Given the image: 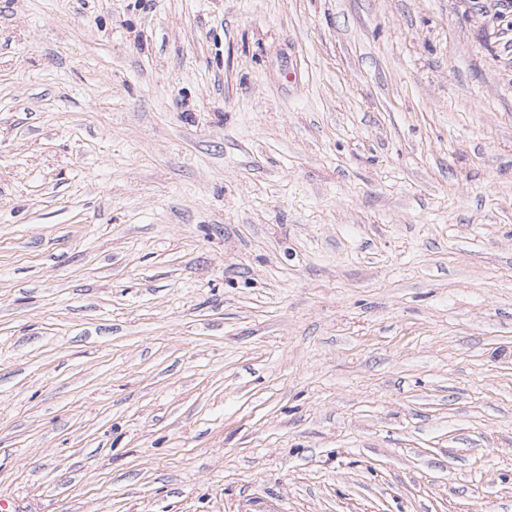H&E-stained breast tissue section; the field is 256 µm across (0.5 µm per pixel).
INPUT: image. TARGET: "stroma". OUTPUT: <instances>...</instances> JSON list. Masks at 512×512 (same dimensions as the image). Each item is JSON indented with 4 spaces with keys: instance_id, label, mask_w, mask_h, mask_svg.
<instances>
[{
    "instance_id": "obj_1",
    "label": "stroma",
    "mask_w": 512,
    "mask_h": 512,
    "mask_svg": "<svg viewBox=\"0 0 512 512\" xmlns=\"http://www.w3.org/2000/svg\"><path fill=\"white\" fill-rule=\"evenodd\" d=\"M505 0H0V497L512 512Z\"/></svg>"
}]
</instances>
